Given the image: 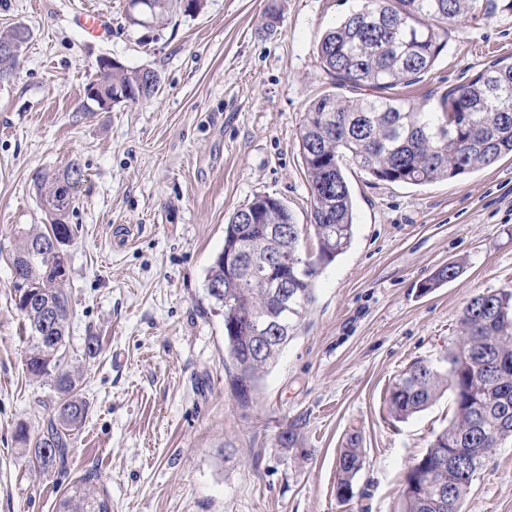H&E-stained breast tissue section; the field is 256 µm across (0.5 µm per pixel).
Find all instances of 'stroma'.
I'll return each instance as SVG.
<instances>
[{
  "label": "stroma",
  "instance_id": "1",
  "mask_svg": "<svg viewBox=\"0 0 512 512\" xmlns=\"http://www.w3.org/2000/svg\"><path fill=\"white\" fill-rule=\"evenodd\" d=\"M111 34L78 25L85 2ZM280 19L263 27L269 2ZM128 0H0V27L32 36L0 84V512H55L95 471L112 512H399L403 475L452 417L450 395L405 421L387 395L413 362L443 354L475 295L512 286V158L423 186L349 166L351 246L321 265L314 300L259 391L242 403L224 365V314L206 292L230 215L254 195L281 199L317 251L298 132L332 90L317 45L359 0H205L154 30ZM102 57L161 75L159 92L83 112ZM512 62V13L448 26V48L407 94L425 108L489 63ZM79 164L67 222L68 336L88 415L66 467L34 445L49 390L27 369L9 253L22 224L49 223L35 176ZM453 260L462 273L420 285ZM100 352L83 355L88 337ZM296 426L295 447L277 442ZM365 462L348 501L337 456L351 432ZM463 512H512V441L484 462Z\"/></svg>",
  "mask_w": 512,
  "mask_h": 512
}]
</instances>
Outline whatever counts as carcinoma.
<instances>
[{"instance_id": "1", "label": "carcinoma", "mask_w": 512, "mask_h": 512, "mask_svg": "<svg viewBox=\"0 0 512 512\" xmlns=\"http://www.w3.org/2000/svg\"><path fill=\"white\" fill-rule=\"evenodd\" d=\"M476 0H361L360 8L329 30L320 40L318 57L335 90L315 100L304 113L299 150L308 176L313 207L312 227L320 260L344 252L354 235L353 200L344 169L352 163L373 179L389 183L425 185L489 167L512 156V63L494 62L464 84L451 85L439 109L426 112L394 93L422 80L448 46V22L476 17ZM186 13L201 9L202 0H146L150 22L175 8ZM19 58L0 55V81L16 74ZM89 86L114 93L137 91L142 99L159 92L155 69L114 65L97 71ZM364 94L349 97L350 91ZM83 180L80 166L38 176L40 199L50 227H20L19 245L12 254L15 307L30 332L29 372L45 379L56 396L55 412L47 418L35 442L41 468L63 466L68 459L71 432L86 418L87 403L80 396V377L69 369L67 324L70 303L62 288L66 278L63 249L72 237L69 213ZM260 210L269 224L288 226V234L267 235L255 229L242 242L243 251L259 260L283 252L297 258L288 268V304L274 294L266 278L250 271L227 287L224 261L214 259L206 283L224 285L208 296L224 312V355L233 380L248 397L257 390L263 373L288 344L313 300L317 261L301 256L304 228L294 222L288 207L257 195L228 219L238 224L244 211ZM460 265L450 262L423 284L433 290L455 279ZM56 322L42 327V307ZM288 326V334L268 341L254 352L261 328L270 318ZM462 336L436 361L412 363L392 384L389 415L403 421L425 410L448 391L453 418L405 476L401 512H448V497L462 501L470 492L484 460L504 441L512 439V289L473 297L460 319ZM458 453L467 473L439 469L440 459ZM365 451L358 434L347 438L338 457L336 495L347 501L362 469ZM97 475L88 471L67 489L58 512H112L105 495L93 488Z\"/></svg>"}]
</instances>
